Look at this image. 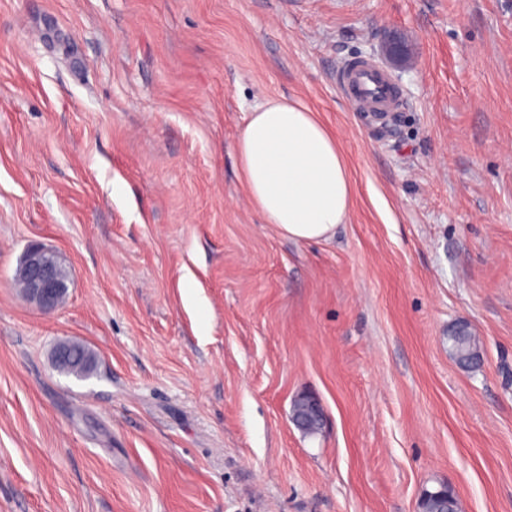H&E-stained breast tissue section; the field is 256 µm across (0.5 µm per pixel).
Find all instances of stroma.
Segmentation results:
<instances>
[{
    "mask_svg": "<svg viewBox=\"0 0 512 512\" xmlns=\"http://www.w3.org/2000/svg\"><path fill=\"white\" fill-rule=\"evenodd\" d=\"M393 30L381 125L334 74ZM279 97L346 158L330 240L238 178ZM33 241L70 268L52 311L15 282ZM442 484L512 512V0H0V512H418ZM382 54L392 69H399L407 60L410 49L399 33L391 32L383 40ZM448 348L456 363L465 368H473L480 349V340L474 336L468 326L448 336ZM291 419L296 428L302 432H307L313 427L320 429L324 420V410L316 398L308 395H300L293 401ZM319 429L309 433L314 434L318 432Z\"/></svg>",
    "mask_w": 512,
    "mask_h": 512,
    "instance_id": "stroma-1",
    "label": "stroma"
}]
</instances>
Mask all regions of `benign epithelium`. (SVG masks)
<instances>
[{"label":"benign epithelium","instance_id":"1","mask_svg":"<svg viewBox=\"0 0 512 512\" xmlns=\"http://www.w3.org/2000/svg\"><path fill=\"white\" fill-rule=\"evenodd\" d=\"M382 54L391 68L398 69L410 49L399 33L391 32L383 40ZM64 268L65 261L57 251L30 244L20 258L18 285L38 307L51 310L58 306L67 289ZM291 419L297 429L306 432L321 427L324 410L316 398L300 395L293 401Z\"/></svg>","mask_w":512,"mask_h":512}]
</instances>
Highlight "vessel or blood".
Here are the masks:
<instances>
[{
	"label": "vessel or blood",
	"mask_w": 512,
	"mask_h": 512,
	"mask_svg": "<svg viewBox=\"0 0 512 512\" xmlns=\"http://www.w3.org/2000/svg\"><path fill=\"white\" fill-rule=\"evenodd\" d=\"M336 85L356 111L381 119L403 105V96L388 74L366 57L342 62L336 70Z\"/></svg>",
	"instance_id": "1"
}]
</instances>
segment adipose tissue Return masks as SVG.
Listing matches in <instances>:
<instances>
[{"mask_svg":"<svg viewBox=\"0 0 512 512\" xmlns=\"http://www.w3.org/2000/svg\"><path fill=\"white\" fill-rule=\"evenodd\" d=\"M239 179L252 207L288 239L334 236L353 205L338 140L306 105L272 99L251 112L236 143Z\"/></svg>","mask_w":512,"mask_h":512,"instance_id":"obj_1","label":"adipose tissue"}]
</instances>
